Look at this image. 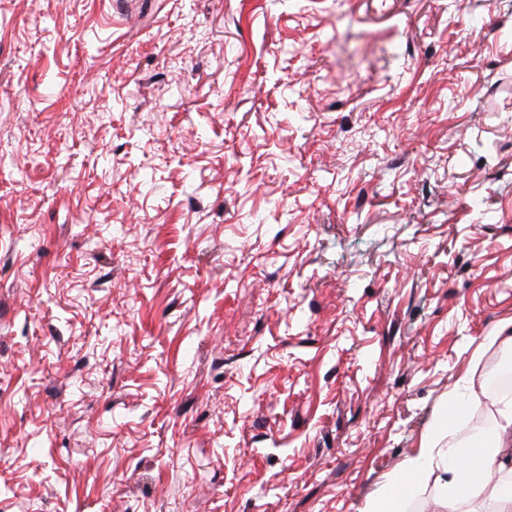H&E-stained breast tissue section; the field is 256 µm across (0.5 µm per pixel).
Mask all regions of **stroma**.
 I'll list each match as a JSON object with an SVG mask.
<instances>
[{
	"mask_svg": "<svg viewBox=\"0 0 512 512\" xmlns=\"http://www.w3.org/2000/svg\"><path fill=\"white\" fill-rule=\"evenodd\" d=\"M504 321L512 0H0V512H365Z\"/></svg>",
	"mask_w": 512,
	"mask_h": 512,
	"instance_id": "obj_1",
	"label": "stroma"
}]
</instances>
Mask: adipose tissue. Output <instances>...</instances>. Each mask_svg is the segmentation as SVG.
<instances>
[{"instance_id":"1","label":"adipose tissue","mask_w":512,"mask_h":512,"mask_svg":"<svg viewBox=\"0 0 512 512\" xmlns=\"http://www.w3.org/2000/svg\"><path fill=\"white\" fill-rule=\"evenodd\" d=\"M492 436L491 444L478 433L460 446L442 442L437 431H429L407 472L392 478L390 492L374 498L369 512H402L405 489L424 477L433 480L440 512H470L467 490L477 482L500 503V512H512V400L502 402Z\"/></svg>"}]
</instances>
